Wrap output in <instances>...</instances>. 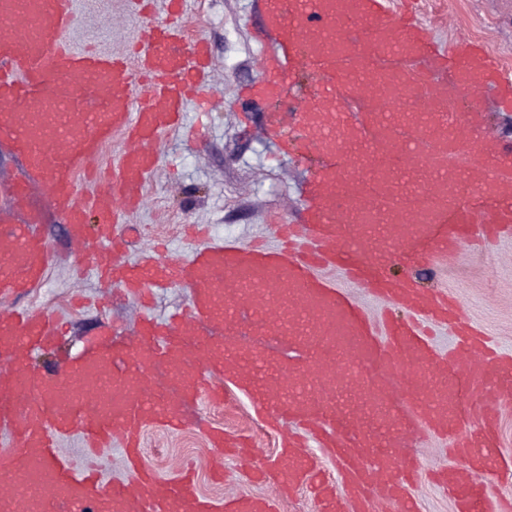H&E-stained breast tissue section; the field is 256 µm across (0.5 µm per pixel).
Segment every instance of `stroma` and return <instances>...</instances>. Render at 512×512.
Instances as JSON below:
<instances>
[{"label": "stroma", "mask_w": 512, "mask_h": 512, "mask_svg": "<svg viewBox=\"0 0 512 512\" xmlns=\"http://www.w3.org/2000/svg\"><path fill=\"white\" fill-rule=\"evenodd\" d=\"M420 2L440 39H447L449 25L461 26L512 64V0ZM121 6L122 0H80L74 43L124 53L138 23L122 18ZM184 18L188 36L203 37L211 45L212 70L203 94L216 107L207 112L198 100H188L181 126L157 140L161 162L147 181V202L120 227L130 261L138 260L157 239L174 259L187 258L208 238L273 245L272 220L296 224L303 218L300 190L309 175L307 163L281 155L275 143L262 138L263 107L245 110L236 98L237 87L257 76L256 60L263 50L256 40L264 29L262 0H186ZM36 231L51 245L53 261L43 282L20 304L65 319L67 352H77L83 339L96 331L116 324L130 332L140 315L163 320L187 303L189 291L180 286L157 292L146 308L132 297L112 294L93 271L78 264L67 227L53 213H46ZM422 282L457 295L464 311L502 348L512 350V240L480 250L463 247L454 260L436 264ZM186 414L227 431L253 434L265 458L277 453L276 439L260 431L247 395L220 407L202 400ZM144 448L146 462L163 478L173 477L180 464H192L200 489L212 497L268 492L235 462L225 465L224 481H215L212 467L219 455L196 429L169 433L148 427Z\"/></svg>", "instance_id": "35a3bbf8"}]
</instances>
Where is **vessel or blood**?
<instances>
[{"label": "vessel or blood", "mask_w": 512, "mask_h": 512, "mask_svg": "<svg viewBox=\"0 0 512 512\" xmlns=\"http://www.w3.org/2000/svg\"><path fill=\"white\" fill-rule=\"evenodd\" d=\"M168 2L159 20L154 0H124L139 22L126 60L74 45L76 0H0V149L25 163L22 177L0 179V512H276L275 497L216 501L191 465L165 479L144 461L146 428L179 432L189 404L223 405L238 392L279 435L275 462L251 460L266 480L286 492L314 484L313 442L335 460L340 489L325 492L323 512H372L379 495L416 512L409 487L420 464L403 450L427 434L451 446L439 481L458 512H504L490 504L486 475L512 406V352L457 298L391 273L403 258L429 267L462 245L512 237V149L481 120L489 88L512 110L501 58L463 33L441 45L412 10L386 0H264L274 40L240 99L271 102L266 135L285 155L314 158L303 223H274L276 250L217 241L184 260L153 249L128 262L123 215L142 206L155 143L179 124L207 69L206 39L188 37L182 0ZM385 54L409 69H383ZM352 101L365 111L350 112ZM117 133L127 146L116 172L82 197L80 179ZM459 185L469 200L455 197ZM49 210L67 224L79 264L114 291L179 285L186 308L143 320L131 336L116 327L91 338L54 370L37 365L35 352L62 329L51 312L17 301L52 260L31 232ZM325 268L382 300L381 314L367 315L321 277ZM433 324L456 336L448 354L434 349ZM247 327L301 346L306 359L239 342ZM160 364L163 385L153 377ZM398 368L400 392L388 380ZM73 434L83 441L80 469L57 446ZM203 435L222 454L244 445L221 427ZM116 440L128 472L120 483L101 474Z\"/></svg>", "instance_id": "obj_1"}]
</instances>
